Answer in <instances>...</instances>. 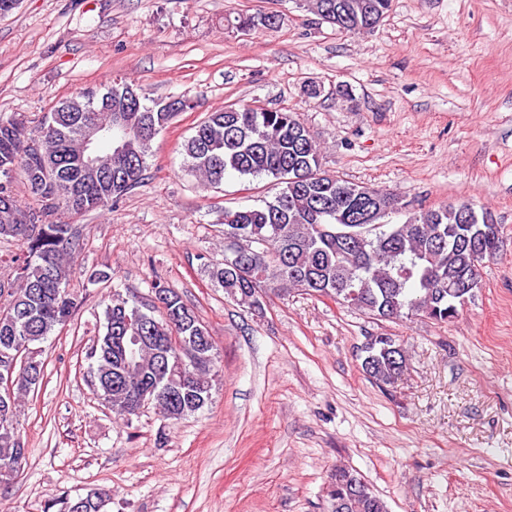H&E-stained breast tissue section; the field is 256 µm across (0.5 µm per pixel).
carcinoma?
Returning <instances> with one entry per match:
<instances>
[{"label": "carcinoma", "instance_id": "cac0c4a2", "mask_svg": "<svg viewBox=\"0 0 512 512\" xmlns=\"http://www.w3.org/2000/svg\"><path fill=\"white\" fill-rule=\"evenodd\" d=\"M343 31H366L357 6L373 7L384 18L392 0H305L307 10ZM127 82H115L108 95L82 89L47 114L33 132L23 118H0V239L20 242L15 279L0 281V356L17 355L18 383L0 390V483L26 460L19 435V412L26 396L46 375L42 343L65 324L80 305L66 283L81 249L73 225L63 216L110 210L138 185L147 168L153 138L181 112L196 107L181 97L179 107L166 99L139 98L126 112L111 109L121 102ZM196 176L218 186L224 176H266L279 191L271 202L242 210H224V234L239 235L252 246L242 263H203L224 296L253 311L264 310L270 295L292 290L326 295L377 319L420 317L447 323L475 296L455 285L467 269L482 266L500 250L498 224L481 211L489 234L474 240L459 211L460 202L422 208L402 224L381 219L401 208L394 193L361 185L322 170L320 150L297 113L285 108L229 105L209 113L185 143ZM94 155L97 172L80 166ZM20 180L37 207L16 197ZM152 292L157 303L144 304L117 293L104 311V333L90 353L91 383L96 395L126 421L138 415L137 396L146 390L164 395L185 383L174 401L153 404L162 417L180 420L203 409L211 399L216 355L211 336L195 312L175 291L160 282ZM134 336L148 340L136 343ZM361 370L382 389L393 388L408 369L399 339L383 334L358 350ZM106 493L94 492L69 502L64 512H100ZM329 512H388L386 502L346 467L333 470L326 486Z\"/></svg>", "mask_w": 512, "mask_h": 512}]
</instances>
